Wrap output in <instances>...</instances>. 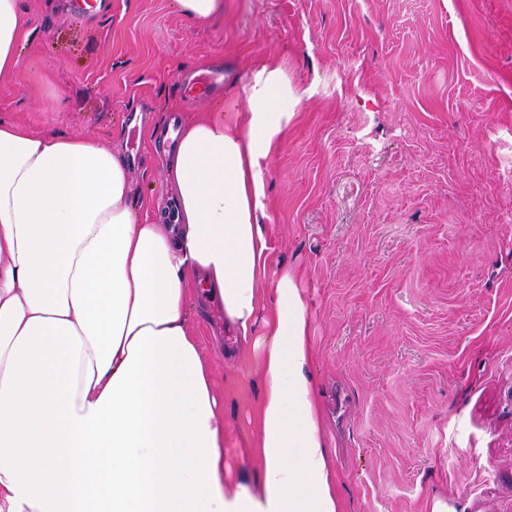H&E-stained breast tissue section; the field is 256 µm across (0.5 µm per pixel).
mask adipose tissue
<instances>
[{"label":"adipose tissue","instance_id":"obj_1","mask_svg":"<svg viewBox=\"0 0 512 512\" xmlns=\"http://www.w3.org/2000/svg\"><path fill=\"white\" fill-rule=\"evenodd\" d=\"M29 24L0 0V80ZM243 94L183 125L152 222L118 149L0 120V512H337L304 302L261 222L305 92L269 58ZM193 292L261 370L250 482L225 480Z\"/></svg>","mask_w":512,"mask_h":512}]
</instances>
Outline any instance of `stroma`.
I'll list each match as a JSON object with an SVG mask.
<instances>
[{"instance_id": "1", "label": "stroma", "mask_w": 512, "mask_h": 512, "mask_svg": "<svg viewBox=\"0 0 512 512\" xmlns=\"http://www.w3.org/2000/svg\"><path fill=\"white\" fill-rule=\"evenodd\" d=\"M23 0L0 119L120 145L137 214L171 203L170 120L276 57L310 95L267 165L268 239L298 275L338 512H512V0ZM220 71L200 95L184 84ZM194 320L231 482L256 477L258 365ZM180 12L194 22H207L224 14V0H176Z\"/></svg>"}]
</instances>
